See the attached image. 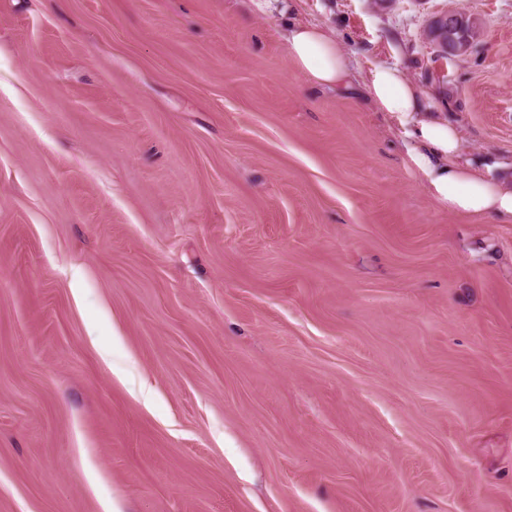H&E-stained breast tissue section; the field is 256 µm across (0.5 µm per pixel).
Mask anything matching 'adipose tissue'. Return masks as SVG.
Returning <instances> with one entry per match:
<instances>
[{
	"label": "adipose tissue",
	"mask_w": 512,
	"mask_h": 512,
	"mask_svg": "<svg viewBox=\"0 0 512 512\" xmlns=\"http://www.w3.org/2000/svg\"><path fill=\"white\" fill-rule=\"evenodd\" d=\"M287 42L298 69L314 89L349 85L347 54L321 28L290 26ZM365 88L380 111L410 126L414 144L408 150L409 161L427 177L429 191L440 205L462 215L512 216V184L492 182L462 161L456 127L430 115L418 88L401 69L375 68Z\"/></svg>",
	"instance_id": "adipose-tissue-1"
}]
</instances>
